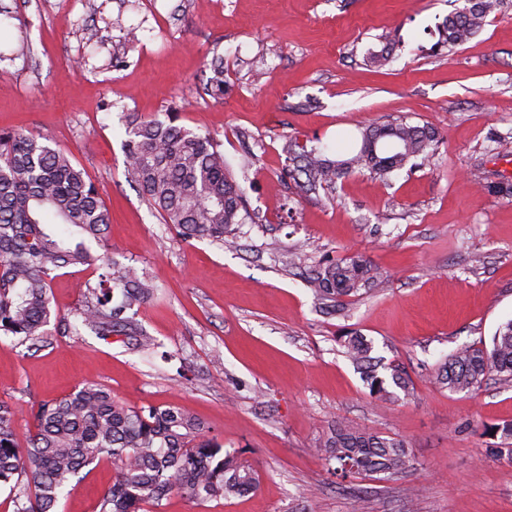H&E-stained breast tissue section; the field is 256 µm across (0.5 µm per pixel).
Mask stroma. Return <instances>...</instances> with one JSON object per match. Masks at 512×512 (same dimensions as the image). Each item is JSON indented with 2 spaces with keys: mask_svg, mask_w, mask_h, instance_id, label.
<instances>
[{
  "mask_svg": "<svg viewBox=\"0 0 512 512\" xmlns=\"http://www.w3.org/2000/svg\"><path fill=\"white\" fill-rule=\"evenodd\" d=\"M0 0V129L22 128L69 150L110 212L113 257L145 268L159 290L138 321L159 342L143 353L66 317L77 283L60 270L53 317L35 345L0 335V399L30 407L85 381L131 406H174L206 438L242 451L260 484L240 497L181 494L160 512H512V463L492 456L483 426L512 422V387L438 389L429 375L463 345L490 346L512 320V198L478 192L512 182L493 151L512 138V0L455 49L437 47L466 0ZM136 29L135 49L123 30ZM392 45L385 66L367 56ZM224 60V95L209 91ZM179 116L222 145L248 216L235 246L183 241L126 172L131 116ZM399 117L434 128L423 164L390 181L355 172L303 192L286 178L288 142L334 146L359 127ZM303 267L288 265L299 243ZM362 256L381 285L315 305L306 270L327 256ZM371 340L401 364L411 396L381 402L342 352ZM349 422L403 439L415 465L394 478L337 482L312 449ZM103 460L67 486L57 512H97L112 483Z\"/></svg>",
  "mask_w": 512,
  "mask_h": 512,
  "instance_id": "obj_1",
  "label": "stroma"
}]
</instances>
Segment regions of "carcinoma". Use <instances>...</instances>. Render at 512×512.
<instances>
[{"label":"carcinoma","instance_id":"cac0c4a2","mask_svg":"<svg viewBox=\"0 0 512 512\" xmlns=\"http://www.w3.org/2000/svg\"><path fill=\"white\" fill-rule=\"evenodd\" d=\"M439 30L440 46L451 49L476 36L500 0H466ZM212 91L224 94V61L213 64ZM360 140L335 159L327 148L290 142L289 178L306 190L331 188L351 171L381 180L416 161H427L438 142L428 126L399 119L359 130ZM127 171L163 223L185 240L208 239L233 246L232 226L244 221L242 192L231 179L219 142L165 120H133L124 143ZM109 212L71 153L49 146L23 129L0 132V332L23 345L43 335L51 316L48 287L69 266L99 271L97 281L81 285V304L71 329L141 350L156 339L131 314L150 300L158 285L133 264L112 257L105 243ZM379 272L360 258H326L307 273V286L321 308H336L378 284ZM342 347L379 400L409 395L413 385L399 365L371 356L362 336ZM495 379L512 385V320L492 338L491 348L462 346L440 364L433 383L451 392H472ZM34 429L20 437L13 402L0 400V486L21 503L18 512H53L67 484L101 460L115 465L112 485L98 512H144L162 506L174 491L196 501L240 496L259 484L254 467L239 452L201 439L202 422L176 407L131 408L112 398L100 383L87 381L66 396L31 406ZM486 432L500 438L491 453L512 463V422ZM315 452L336 463L342 478L355 474L397 476L413 459L404 440L345 422L333 428Z\"/></svg>","mask_w":512,"mask_h":512}]
</instances>
